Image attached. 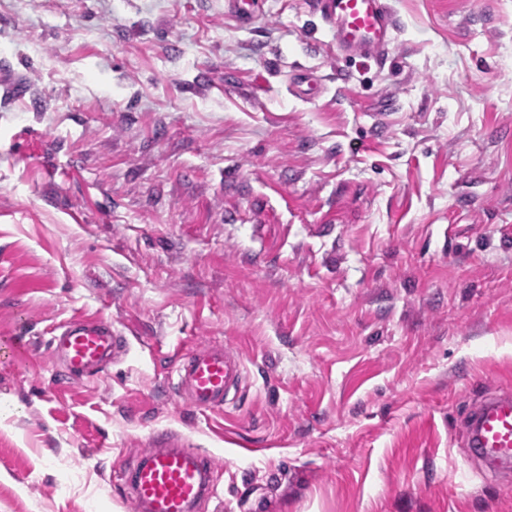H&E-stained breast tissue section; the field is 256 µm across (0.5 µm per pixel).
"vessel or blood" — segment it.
<instances>
[{"mask_svg": "<svg viewBox=\"0 0 512 512\" xmlns=\"http://www.w3.org/2000/svg\"><path fill=\"white\" fill-rule=\"evenodd\" d=\"M331 42L343 56L383 57L398 30L388 0H316ZM49 348L68 378L105 371L130 351V343L105 318H73L54 330ZM245 380L242 355L231 347L203 346L181 357L176 388L192 409L210 411L232 404ZM467 446L490 468L512 465V390L476 406L467 424ZM212 463L170 434L153 436L151 450L113 483L128 488L140 512H194L215 493Z\"/></svg>", "mask_w": 512, "mask_h": 512, "instance_id": "vessel-or-blood-1", "label": "vessel or blood"}]
</instances>
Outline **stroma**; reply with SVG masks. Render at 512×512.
<instances>
[{
	"instance_id": "1",
	"label": "stroma",
	"mask_w": 512,
	"mask_h": 512,
	"mask_svg": "<svg viewBox=\"0 0 512 512\" xmlns=\"http://www.w3.org/2000/svg\"><path fill=\"white\" fill-rule=\"evenodd\" d=\"M389 2L362 63L313 0H0V512H136L111 471L162 430L197 512H512L462 428L512 388V0ZM92 316L131 350L64 383ZM203 344L246 375L205 413ZM245 380L242 355L228 346H203L181 356L176 389L196 411L233 404Z\"/></svg>"
}]
</instances>
